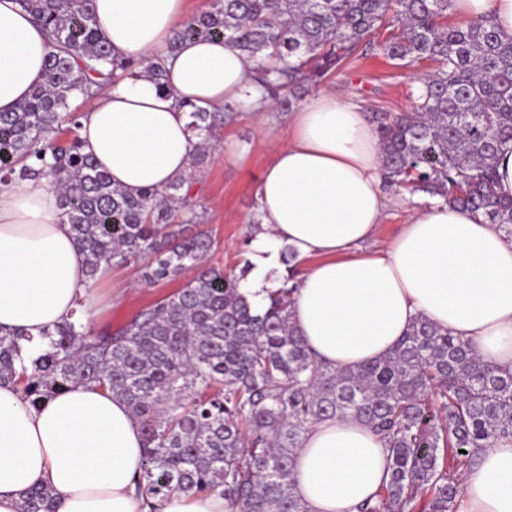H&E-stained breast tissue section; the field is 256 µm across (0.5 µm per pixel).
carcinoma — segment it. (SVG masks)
<instances>
[{
	"label": "carcinoma",
	"mask_w": 512,
	"mask_h": 512,
	"mask_svg": "<svg viewBox=\"0 0 512 512\" xmlns=\"http://www.w3.org/2000/svg\"><path fill=\"white\" fill-rule=\"evenodd\" d=\"M46 32V82L0 112V183L61 174L62 217L88 255L87 277L144 255L142 277L195 275L139 309L117 331L81 321L43 333L25 364L18 338L0 336V383L14 382L38 406L74 382L122 398L146 442L137 485L150 502L176 492L219 494L229 512H307L295 494V451L309 427L350 415L381 441L388 478L359 512H456L457 473L492 441L512 436V372L483 362L474 345L418 318L394 351L356 368L332 367L296 334L295 257L262 309L244 274L205 259L216 242L200 230L191 179L137 195L112 183L82 153L72 106L144 68L156 83L165 61L118 57L100 37L93 0H20ZM452 0H215L181 26L167 55L192 38L232 40L256 62L265 98L283 109L362 55L381 37L402 67L435 64L410 112L373 114L386 181L452 208L480 214L512 237V201L494 190L495 163L512 142V41L487 22H448ZM188 130L198 167L237 107L195 106ZM21 512H55L50 492L26 493Z\"/></svg>",
	"instance_id": "carcinoma-1"
}]
</instances>
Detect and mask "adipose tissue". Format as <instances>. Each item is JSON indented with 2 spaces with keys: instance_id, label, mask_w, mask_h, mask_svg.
Listing matches in <instances>:
<instances>
[{
  "instance_id": "ef3b65f1",
  "label": "adipose tissue",
  "mask_w": 512,
  "mask_h": 512,
  "mask_svg": "<svg viewBox=\"0 0 512 512\" xmlns=\"http://www.w3.org/2000/svg\"><path fill=\"white\" fill-rule=\"evenodd\" d=\"M187 0H94L100 35L114 54L166 56L167 82L146 74L86 102L77 130L84 153L117 186L136 194L191 173L196 141L189 106L227 104L254 114L269 102L253 85V60L229 40L184 41L167 55ZM454 15L490 21L512 40V0H453ZM49 47L18 0H0V112H10L46 80ZM257 228L245 292L262 307L268 271L292 248L299 276L293 323L309 347L337 367L376 360L426 317L473 343L482 360L512 371V238L483 217L431 199L407 211L403 231L379 253H358L404 205L382 166L365 112L336 88L314 90L288 118L256 188ZM49 180L0 185V332L26 334L24 355L43 332L70 318L91 324L87 256L61 219ZM142 430L124 400L75 383L31 406L0 385V512H19L23 492L47 489L56 512H147L134 481ZM387 472L379 439L353 417L315 424L295 452L296 494L308 512H357ZM459 512H512V437L478 454L460 484Z\"/></svg>"
}]
</instances>
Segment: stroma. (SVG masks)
I'll use <instances>...</instances> for the list:
<instances>
[{"mask_svg":"<svg viewBox=\"0 0 512 512\" xmlns=\"http://www.w3.org/2000/svg\"><path fill=\"white\" fill-rule=\"evenodd\" d=\"M430 64L402 68L381 51L355 59L325 82L344 91L365 112H406L411 108L408 89ZM286 113L247 115L217 134L218 142L197 168L194 193L205 213L204 225H188V232L204 229L218 243L216 258L225 270L240 271L249 254L250 224L256 217L255 190L269 164L270 134L284 135ZM141 263L110 268L92 285L99 315L93 330L115 328L140 308L173 293L182 280L150 284L140 277Z\"/></svg>","mask_w":512,"mask_h":512,"instance_id":"35a3bbf8","label":"stroma"}]
</instances>
